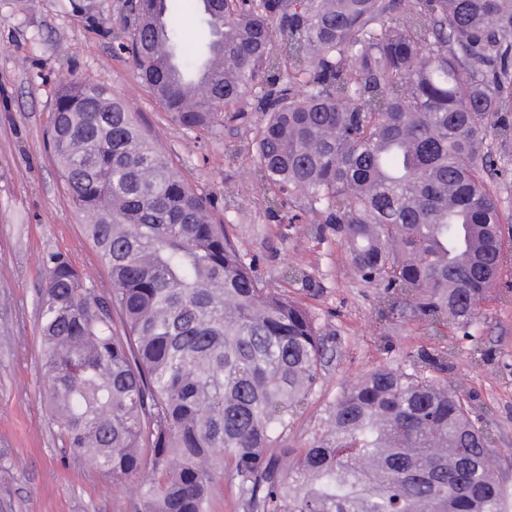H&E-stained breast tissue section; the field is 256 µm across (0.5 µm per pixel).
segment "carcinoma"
Listing matches in <instances>:
<instances>
[{
  "label": "carcinoma",
  "mask_w": 512,
  "mask_h": 512,
  "mask_svg": "<svg viewBox=\"0 0 512 512\" xmlns=\"http://www.w3.org/2000/svg\"><path fill=\"white\" fill-rule=\"evenodd\" d=\"M112 39L192 131L239 126L267 87L253 144L268 203L304 198L317 237L334 225L381 317L404 299L441 340L512 300L492 189L512 148V0H126ZM214 53L224 76L184 107L175 71ZM46 141L112 291L46 253L43 395L61 447L134 486L135 512H213L225 481L242 512H505L494 433L425 350L339 394L288 452L328 363L311 312L259 281L99 84L57 85Z\"/></svg>",
  "instance_id": "carcinoma-1"
}]
</instances>
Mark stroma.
Listing matches in <instances>:
<instances>
[{
  "instance_id": "stroma-1",
  "label": "stroma",
  "mask_w": 512,
  "mask_h": 512,
  "mask_svg": "<svg viewBox=\"0 0 512 512\" xmlns=\"http://www.w3.org/2000/svg\"><path fill=\"white\" fill-rule=\"evenodd\" d=\"M89 15L67 0H0V512H132L129 488L112 485L57 439L42 390L39 290L44 257L53 250L88 276L99 294L112 282L73 211L45 130L62 78L92 80L135 112L156 147L196 193L212 202L254 273L307 307L338 353L315 395L296 416L286 447H306L312 425L342 391L377 367H409L417 351L447 352L449 384L468 393L481 421L492 427V467L512 512V301H492L472 337L447 329L428 335L424 321L384 320L376 290L357 278L349 252L333 232L313 239L290 223L294 200L272 211L257 182L251 122L216 135L193 132L171 119L137 80L128 53L111 36L125 0H84ZM235 146L236 156L226 154ZM304 273L288 282L285 269ZM486 352L472 362V346Z\"/></svg>"
}]
</instances>
